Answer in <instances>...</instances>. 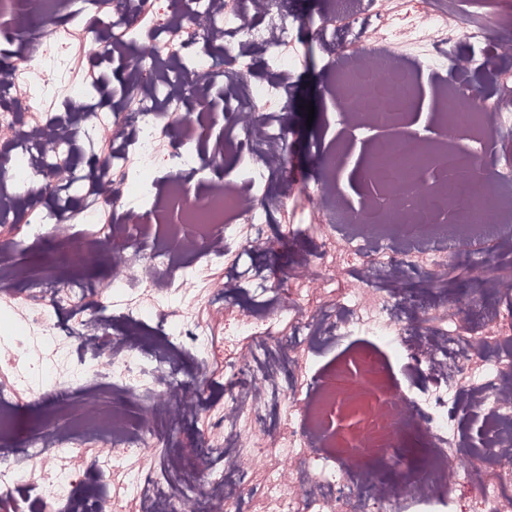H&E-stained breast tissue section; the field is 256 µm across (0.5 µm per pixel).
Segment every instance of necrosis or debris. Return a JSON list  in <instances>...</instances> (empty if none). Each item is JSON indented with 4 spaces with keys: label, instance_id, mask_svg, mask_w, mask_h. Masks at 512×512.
<instances>
[{
    "label": "necrosis or debris",
    "instance_id": "obj_1",
    "mask_svg": "<svg viewBox=\"0 0 512 512\" xmlns=\"http://www.w3.org/2000/svg\"><path fill=\"white\" fill-rule=\"evenodd\" d=\"M322 4L312 33L337 63L339 117L348 126L403 125L425 70L450 72L449 90L459 95L467 69L497 70L491 30L512 25V8L485 14L463 0H405L397 14L378 0ZM153 12L137 0H108L87 24L74 20L72 0H24L12 28L0 31L8 44L0 51V225L43 233L68 212L101 227L65 238L45 270L19 261V241L0 249V295L29 305L12 349L23 353L37 337L51 351L49 361L0 382V512H183L185 500L190 512H458L462 487L471 512H512V310L476 294L471 306L485 330L467 336L447 289L413 298L400 290L417 270L451 275L448 255L457 247L512 236V165L485 155L493 195L480 205L470 193L473 153L413 136L372 146L363 177L381 186L379 195L355 206L320 180L309 197L318 223L285 226L283 239L295 246L291 277L317 278L318 291L262 288L250 307L225 302L251 344L225 356L228 398L207 412L223 459L206 457L201 478L189 481L183 454L158 453L164 432L184 418L145 419L141 400L166 398L186 358L201 369L216 354L212 325L195 315L185 280L200 277L202 264L264 244L260 228L276 206L265 187L285 168L283 89L303 62V22L287 0H179L176 21L163 27ZM196 16L207 29L193 24ZM99 29L112 38L87 62L127 49L121 108L88 114L80 131L73 112L46 122L57 93L85 102L90 83L74 80L71 56H50L43 42L63 33L92 41ZM462 29L480 49L466 69L454 54ZM404 31L419 47L410 58L397 49ZM267 61L272 77L250 81L253 65ZM219 88L225 136L213 144L201 130ZM437 122L477 143L490 128L512 137V79L499 81L495 101L476 117L439 99ZM79 134L108 165L84 187L79 210L42 209L54 185L47 171L70 169ZM161 155L173 171L162 182L152 176ZM309 237L318 239L316 251L302 249ZM108 250L146 266L138 287L115 280L95 288L53 275ZM340 255L357 263L349 288L336 285ZM65 305L75 326L62 336L52 312ZM360 335L373 349L316 375L320 353ZM75 345L112 352L111 379L74 368L72 399L18 443L20 409L46 396L47 371ZM395 362L408 376L399 393L389 380ZM462 410L480 421L478 442L462 440ZM101 437L113 453L98 469L124 472L122 494L107 481L87 493L76 480ZM20 454L39 460L40 472L18 473ZM275 457L294 461L297 489L284 486Z\"/></svg>",
    "mask_w": 512,
    "mask_h": 512
}]
</instances>
